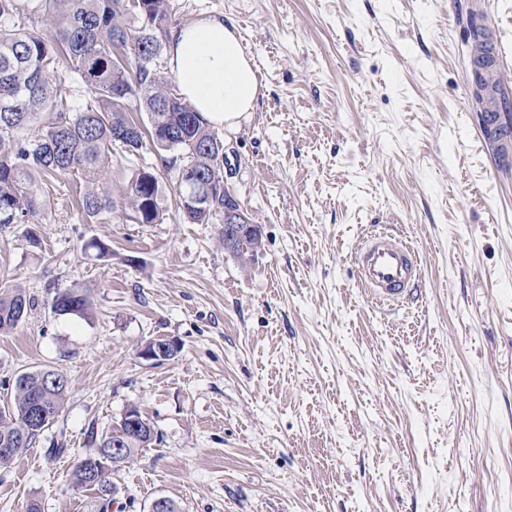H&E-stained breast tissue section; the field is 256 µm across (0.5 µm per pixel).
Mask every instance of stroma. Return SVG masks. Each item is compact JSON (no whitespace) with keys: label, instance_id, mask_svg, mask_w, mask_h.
Returning a JSON list of instances; mask_svg holds the SVG:
<instances>
[{"label":"stroma","instance_id":"35a3bbf8","mask_svg":"<svg viewBox=\"0 0 512 512\" xmlns=\"http://www.w3.org/2000/svg\"><path fill=\"white\" fill-rule=\"evenodd\" d=\"M172 27L234 25L264 85L224 142V177L259 224L241 268L219 221L125 208L133 170L112 147L114 210L86 222L80 180L54 205L0 224V289L27 318L0 333V396L22 372L70 390L31 449L0 468V512H96L70 473L138 407L157 438L115 470L112 512H512V136L484 132L472 26L504 60L512 102V0H168ZM389 231L415 248L406 302L372 300L357 252ZM110 254L86 258L89 239ZM90 292L89 316L57 291ZM176 340L170 361L142 357ZM66 436L71 453L51 459ZM90 299L84 288H67L55 294L51 301V310L57 315L87 316Z\"/></svg>","mask_w":512,"mask_h":512}]
</instances>
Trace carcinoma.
I'll return each mask as SVG.
<instances>
[{
	"label": "carcinoma",
	"mask_w": 512,
	"mask_h": 512,
	"mask_svg": "<svg viewBox=\"0 0 512 512\" xmlns=\"http://www.w3.org/2000/svg\"><path fill=\"white\" fill-rule=\"evenodd\" d=\"M135 19L134 26L128 19ZM42 27H37V23ZM170 35L166 0H0V224H25L52 209L53 182L79 176L80 205L89 217L114 208L104 188L112 145L126 129L121 147L138 157L145 150L172 154L171 163L192 168L199 200L183 204V220L208 224L224 209V142L190 110L172 81L156 64ZM74 74L89 91L76 106L55 84L59 68ZM148 113L140 128L133 113ZM44 113L55 115L41 136L28 141L24 131ZM512 133V110L503 108L487 134L494 139ZM125 198L141 224L163 215L160 175L136 168L125 186ZM33 303L20 288L0 291V332L22 321L19 304ZM90 299L84 288L55 294L57 315L86 316ZM41 369L17 376L13 395L0 406V439L16 435L28 448L38 434L28 431V414L40 401L53 422L69 387L43 391ZM142 431L97 437L87 435L93 450L82 456L73 483L85 486L98 470L97 449L114 441L125 448L123 463L154 442L150 427Z\"/></svg>",
	"instance_id": "obj_1"
}]
</instances>
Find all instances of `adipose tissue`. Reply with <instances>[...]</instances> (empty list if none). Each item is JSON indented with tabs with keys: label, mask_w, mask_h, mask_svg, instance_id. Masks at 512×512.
<instances>
[{
	"label": "adipose tissue",
	"mask_w": 512,
	"mask_h": 512,
	"mask_svg": "<svg viewBox=\"0 0 512 512\" xmlns=\"http://www.w3.org/2000/svg\"><path fill=\"white\" fill-rule=\"evenodd\" d=\"M167 58L183 95L207 125L233 127L252 110L261 89L257 72L235 27L223 19L178 28Z\"/></svg>",
	"instance_id": "1"
}]
</instances>
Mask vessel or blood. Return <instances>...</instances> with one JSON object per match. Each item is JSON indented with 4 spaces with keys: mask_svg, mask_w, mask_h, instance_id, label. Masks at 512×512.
<instances>
[{
    "mask_svg": "<svg viewBox=\"0 0 512 512\" xmlns=\"http://www.w3.org/2000/svg\"><path fill=\"white\" fill-rule=\"evenodd\" d=\"M418 276V254L413 248L385 232L367 237L358 254V277L373 299L404 301Z\"/></svg>",
    "mask_w": 512,
    "mask_h": 512,
    "instance_id": "obj_1",
    "label": "vessel or blood"
}]
</instances>
